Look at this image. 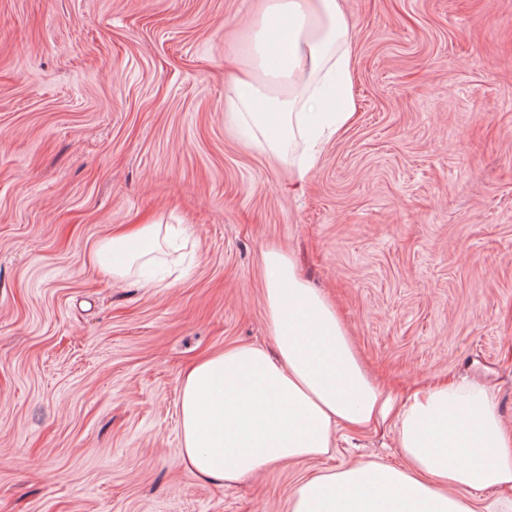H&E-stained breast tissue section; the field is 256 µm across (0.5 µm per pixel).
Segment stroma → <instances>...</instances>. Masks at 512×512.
<instances>
[{
	"mask_svg": "<svg viewBox=\"0 0 512 512\" xmlns=\"http://www.w3.org/2000/svg\"><path fill=\"white\" fill-rule=\"evenodd\" d=\"M257 0H0V512H289L400 463L387 427L237 486L183 463L180 380L270 344L262 253L294 255L370 374L493 387L512 431V0H344L356 122L305 183L224 112ZM184 224L165 287L89 261ZM161 224H140L134 228H117L112 236L96 242L91 249V262L105 276L113 280H123L130 268L140 262L139 277L143 283H150L143 277L146 267L155 266L152 258H147L159 245ZM133 242H142L145 246L138 251H131Z\"/></svg>",
	"mask_w": 512,
	"mask_h": 512,
	"instance_id": "35a3bbf8",
	"label": "stroma"
}]
</instances>
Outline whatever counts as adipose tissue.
<instances>
[{
	"instance_id": "ef3b65f1",
	"label": "adipose tissue",
	"mask_w": 512,
	"mask_h": 512,
	"mask_svg": "<svg viewBox=\"0 0 512 512\" xmlns=\"http://www.w3.org/2000/svg\"><path fill=\"white\" fill-rule=\"evenodd\" d=\"M243 75L224 103L236 131L307 180L325 141L353 122L354 31L342 0H263ZM141 224L96 242L91 261L113 280L153 266L160 233ZM273 350L237 345L185 372L186 466L232 484L274 465L325 457L339 431L392 424L403 465L357 462L302 478L290 512H477L474 493L512 490V434L478 383L435 382L404 399L367 372L335 305L277 248L263 254Z\"/></svg>"
}]
</instances>
